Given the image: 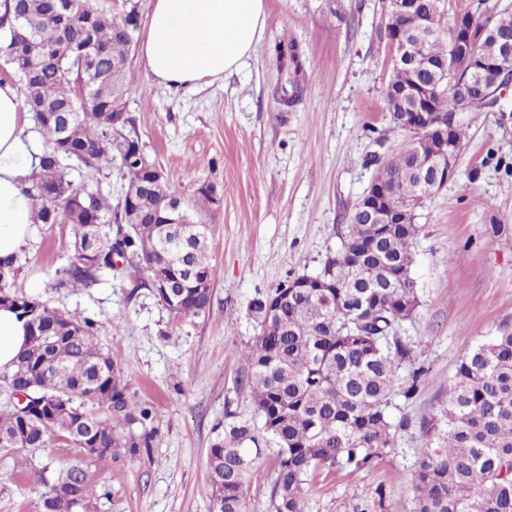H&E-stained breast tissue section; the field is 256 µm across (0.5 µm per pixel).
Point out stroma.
I'll return each mask as SVG.
<instances>
[{
	"mask_svg": "<svg viewBox=\"0 0 512 512\" xmlns=\"http://www.w3.org/2000/svg\"><path fill=\"white\" fill-rule=\"evenodd\" d=\"M258 49L224 79L191 89L158 85L137 49L125 68V108L145 155L160 165L196 221L209 228L219 270L209 314L178 319L134 274L101 275L89 288H57L73 228L34 226L15 289L94 317L98 340L122 362L132 391L153 403L160 438L152 460L120 458L90 470L107 484L100 512H209L208 448L217 423L254 420L238 349L258 328L253 298L319 273L347 233L344 221L368 188L379 140L403 138L382 96L389 78L376 35L380 0H340L337 16L306 0H266ZM288 36L303 49L304 92L283 109L267 48ZM468 127L456 174L416 210L411 276L419 305L403 321L424 375L412 398L394 397L411 424L370 471L334 469L307 487L305 512H414L411 476L430 446L423 420L440 417L461 358L512 327V84L495 107L463 113ZM211 182L221 200L198 199ZM0 448V512H35L34 470Z\"/></svg>",
	"mask_w": 512,
	"mask_h": 512,
	"instance_id": "obj_1",
	"label": "stroma"
}]
</instances>
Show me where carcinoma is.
Listing matches in <instances>:
<instances>
[{"label": "carcinoma", "instance_id": "carcinoma-1", "mask_svg": "<svg viewBox=\"0 0 512 512\" xmlns=\"http://www.w3.org/2000/svg\"><path fill=\"white\" fill-rule=\"evenodd\" d=\"M56 2L13 0L12 16L0 19L9 28L0 57L11 66L23 105L46 139L29 176L35 223L48 224L63 210L73 224L70 263L56 287L89 288L104 271H145L148 287L170 314L200 316L212 306L217 277L208 256V227L197 225L192 246L178 245L176 225L159 223L169 203L180 200L169 182L142 201V220L130 224L124 206L112 207L108 197L69 178L71 169L99 171L116 164L131 184L143 176L138 162L149 163L127 126L115 130L101 118L124 106V62L135 10L118 21L87 0H68L62 25L51 7ZM414 3L398 24L411 29L418 18L432 20L434 31L422 40L428 65L390 71L382 90L386 109L416 107L426 86L434 111L457 116L467 105L448 87L436 86L434 69L448 63L450 83L471 78L468 67L451 57L461 36L457 19L476 20L473 47L493 57L497 34H512V12L503 9L486 30L466 9L443 23L444 0ZM267 54L280 75L274 96L291 108L302 97L303 50L282 36ZM64 114L72 120L61 133L57 118ZM432 151L431 140L406 137L375 171L389 186L390 207L414 209L423 188L411 168L418 155ZM51 170L59 190L47 195L41 185ZM355 218L353 209L346 242L379 237V225L356 224ZM416 232L415 224L397 225L379 252L358 267L339 252L317 274L339 284L327 296L316 288H293L291 279L252 300L249 314L259 334L239 355L248 366L243 384L259 423L214 427L207 461L211 512H246V490L263 448L272 452L273 512H304L312 474L333 468L361 472L393 447L397 432L409 424L406 417H393V398L412 397L422 375L410 344L396 334L419 305L411 277ZM389 266L406 272L405 287H372L382 283ZM20 271L13 260L0 262V301L26 319L30 345L13 368L0 372V380L12 393L32 395L42 410L22 415L14 405L1 411L0 448L32 454L55 438L72 442L78 454L71 461L36 469L43 486L36 508L45 512L49 503L52 512H70L80 502L95 509L100 500H110V492H93L90 468L121 456L151 457L159 424L153 406L135 399L121 364L99 343L98 321L12 289ZM423 429L434 447L412 476L416 512H512V329L464 355L449 383L448 410L441 419L425 421Z\"/></svg>", "mask_w": 512, "mask_h": 512}]
</instances>
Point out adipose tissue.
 <instances>
[{"label":"adipose tissue","mask_w":512,"mask_h":512,"mask_svg":"<svg viewBox=\"0 0 512 512\" xmlns=\"http://www.w3.org/2000/svg\"><path fill=\"white\" fill-rule=\"evenodd\" d=\"M266 21L265 0H150L139 54L147 74L169 88H194L237 72L255 53ZM23 98L0 82V261L15 259L33 224L25 180L38 151L25 133ZM29 342L24 320L0 307V370Z\"/></svg>","instance_id":"obj_1"}]
</instances>
